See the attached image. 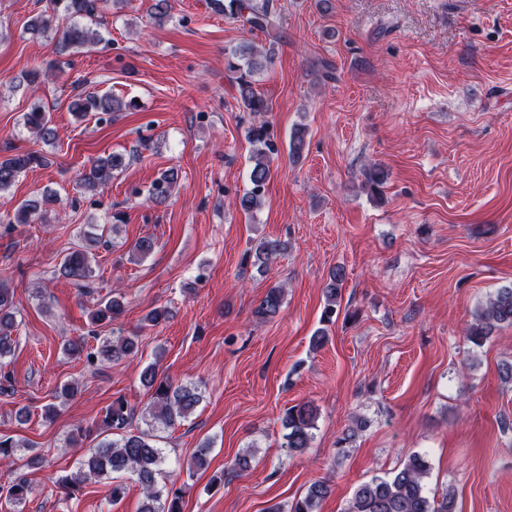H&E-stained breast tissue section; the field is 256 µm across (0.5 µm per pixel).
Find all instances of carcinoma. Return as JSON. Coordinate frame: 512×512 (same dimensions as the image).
<instances>
[{
	"label": "carcinoma",
	"instance_id": "obj_1",
	"mask_svg": "<svg viewBox=\"0 0 512 512\" xmlns=\"http://www.w3.org/2000/svg\"><path fill=\"white\" fill-rule=\"evenodd\" d=\"M108 0H50V6L40 11L32 20V29L39 32L53 31L58 35L57 46L65 54L73 49L84 47L98 39L97 30L91 25L104 23L103 13ZM215 4L224 10V15L235 19L248 27L249 31H259L267 35L275 30L269 0L259 4L255 0H215ZM70 19L64 28L56 26L58 12ZM268 58L256 53L253 48L248 51H233L227 60L226 69L235 79L239 101L249 112L269 111L268 102L254 88L253 75L264 67ZM71 111L84 118L91 112L110 116L123 110V102L112 97L88 94L75 99L70 104ZM24 126L45 143L55 140V129L51 125V115L41 102L32 104L23 115ZM306 128L295 127L289 137V155L298 160L306 146ZM247 139L254 147V165L250 171V190L239 201L241 209L248 213L260 204L266 187L272 178L270 154L275 152L266 124L251 127ZM44 164V159L37 151H17L0 157V192L8 190L18 177L34 166ZM123 166V159L108 155L98 157L80 173L79 188L95 195L103 190L112 180L113 172ZM178 174L168 170L160 174L153 182L150 198L155 203L167 201L173 194ZM386 180L384 170L374 167L365 173V183L369 190L377 194ZM57 202L53 193H45L36 199L21 202L15 213L6 216L9 224H28L34 217L48 213ZM108 246V241L89 236L84 244L68 252L60 264L59 276L68 279L76 287L91 290L94 287L95 269L92 249ZM155 241L146 236L138 239L131 247V255L143 259L154 251ZM283 250V243L278 239H262L255 248L246 253V258L253 259V265L259 270L267 269L273 257ZM345 281L344 267L333 269L325 288V305L323 321L331 322L339 315L341 292ZM284 288L273 285L266 292L255 310V315L262 319H271L278 315L283 305ZM125 311L124 298L110 295L100 301L99 307L90 315L89 336H77L64 344V351L70 357L85 358L91 367L105 366L124 358H135L139 353L140 336L131 333L128 336L105 338L98 335L95 327L104 322L118 319ZM512 326V285L499 288L495 295L477 308L474 323L468 330L469 341L482 345L492 330L501 326ZM16 312L13 307V291L0 284V362L12 355L16 348L14 332L17 330ZM97 340L96 346L88 344V338ZM140 380L143 386L152 391V402L148 417L149 426L156 424L171 427L184 420L199 404L201 393L197 388L176 385L169 378L159 374L155 364L143 368ZM134 419V410L127 401L119 397L105 409L100 428L108 431L122 432L117 441H102L88 452L80 461L79 471L58 479V484L66 492L79 488L80 484L91 476L109 477L113 474L131 473L136 475L144 499L139 512H182V489L171 488L162 492L157 487V475L163 463V452L153 440V435L146 431L130 430ZM318 409L305 402L287 409L282 419L286 433L281 447L288 452H300L308 447L316 428ZM17 442L11 436L0 435V463L13 464ZM428 474V464L424 457L414 454L389 479H374L359 485L355 491L350 512H455V498L450 492L442 494L437 500L427 495L424 479ZM31 492L30 485L22 477H16L5 485H0V496L15 505L25 502ZM331 487L322 481L311 484L304 496L292 502L289 512H318L321 502L329 496Z\"/></svg>",
	"mask_w": 512,
	"mask_h": 512
}]
</instances>
